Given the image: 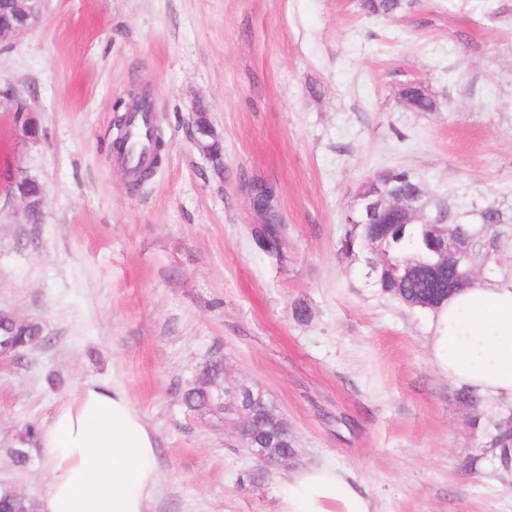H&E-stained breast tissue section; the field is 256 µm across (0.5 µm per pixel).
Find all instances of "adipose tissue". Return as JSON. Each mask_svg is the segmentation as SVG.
Returning a JSON list of instances; mask_svg holds the SVG:
<instances>
[{"label": "adipose tissue", "mask_w": 512, "mask_h": 512, "mask_svg": "<svg viewBox=\"0 0 512 512\" xmlns=\"http://www.w3.org/2000/svg\"><path fill=\"white\" fill-rule=\"evenodd\" d=\"M431 359L486 399L512 402V281L470 287L429 316ZM50 463L41 512H147L155 440L117 384L84 382L38 433ZM288 512H371L366 491L330 468L288 478Z\"/></svg>", "instance_id": "adipose-tissue-1"}]
</instances>
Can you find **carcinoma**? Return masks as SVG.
Masks as SVG:
<instances>
[{
	"label": "carcinoma",
	"instance_id": "1",
	"mask_svg": "<svg viewBox=\"0 0 512 512\" xmlns=\"http://www.w3.org/2000/svg\"><path fill=\"white\" fill-rule=\"evenodd\" d=\"M406 7L405 0H359L360 10L368 16H394ZM153 161L141 170L132 180L136 188L148 181L163 161L164 148L157 143V135H152ZM395 178L401 180L400 189L408 196L425 201L426 192L421 183L407 170L394 171ZM478 224H452L448 233L457 240L462 252L471 257L491 250V241L496 225L512 222V214H507L495 204L487 205L479 214ZM279 207H273L271 222L254 228L253 238L258 247L268 255L281 259L288 249V232L279 223ZM443 226L423 222L407 223L401 216L386 213L380 219L368 224H358L345 214L344 230L340 238L339 254L352 258L365 271V278L371 287L391 297L402 305L417 310L432 312L446 300L449 289L457 287L458 272L471 266L465 259L461 264L444 263L439 260ZM411 262L414 273L404 276L402 264ZM13 343L42 344L47 341L41 323L32 321L18 326L11 336ZM219 370L216 362L208 364L192 387L183 393V402L190 411L207 405L209 385L213 375ZM456 400L463 406L478 408L486 399L469 386L461 387ZM273 429L275 440L272 448L280 454H294L295 443L288 424L276 419L274 407H269L265 416L257 421L248 436L256 439ZM25 457L37 445V428L29 424L20 436ZM480 447L488 448L494 454L497 464L509 463L512 468V408L504 406L488 418L482 428ZM0 512H39L36 500L23 498L14 490L0 486Z\"/></svg>",
	"mask_w": 512,
	"mask_h": 512
}]
</instances>
